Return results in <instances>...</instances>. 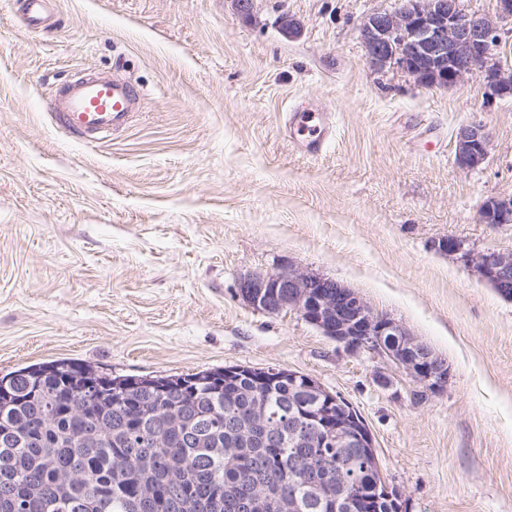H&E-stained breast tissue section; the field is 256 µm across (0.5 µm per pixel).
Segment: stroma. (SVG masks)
Instances as JSON below:
<instances>
[{
  "instance_id": "1",
  "label": "stroma",
  "mask_w": 512,
  "mask_h": 512,
  "mask_svg": "<svg viewBox=\"0 0 512 512\" xmlns=\"http://www.w3.org/2000/svg\"><path fill=\"white\" fill-rule=\"evenodd\" d=\"M396 2L254 0L246 16L236 0H56L61 25L42 33L0 0V376L62 359L116 376L297 371L364 419L402 512H512V300L439 247L512 250V224L481 221L512 197V98L476 75L428 87L372 68L360 24ZM87 69L143 94L102 142L47 110ZM304 103L336 122L316 160L282 134ZM474 121L488 156L462 171ZM288 265L402 323L446 360V386L414 400L386 355L240 295V277ZM489 135L480 123L463 126L456 136L454 162L461 170L478 167L486 158Z\"/></svg>"
}]
</instances>
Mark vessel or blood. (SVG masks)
<instances>
[{"instance_id": "b4317fda", "label": "vessel or blood", "mask_w": 512, "mask_h": 512, "mask_svg": "<svg viewBox=\"0 0 512 512\" xmlns=\"http://www.w3.org/2000/svg\"><path fill=\"white\" fill-rule=\"evenodd\" d=\"M23 26L48 31L55 24V0H17ZM140 94L121 75H83L58 85L48 105L55 125L81 140L102 139L129 125ZM284 134L293 150L314 160L320 158L335 132L331 113L306 104L291 110Z\"/></svg>"}]
</instances>
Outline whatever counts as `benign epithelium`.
<instances>
[{"label":"benign epithelium","instance_id":"obj_1","mask_svg":"<svg viewBox=\"0 0 512 512\" xmlns=\"http://www.w3.org/2000/svg\"><path fill=\"white\" fill-rule=\"evenodd\" d=\"M511 21L512 0H497L493 15L465 14L456 0H398L393 10L368 16L360 36L375 69L393 64L422 85L440 87L457 86L478 71L490 96L511 97L512 65L494 57L490 44V37L500 35ZM488 143L482 124L460 128L454 156L457 168L478 167L487 156ZM481 218L492 227L512 224V200L488 202ZM443 248L457 253L464 251V244L450 239ZM466 260L500 296L512 299V250L468 251ZM333 284L331 278L290 265L275 273L246 275L239 290L253 308L268 313L294 311L349 351L387 355L420 385L413 393L416 399L443 389L449 371L441 358L428 354L404 326L374 313L353 291H330ZM325 424L336 443L377 460L370 430L348 404H342V410ZM288 443L296 448L307 443L302 420L288 424Z\"/></svg>","mask_w":512,"mask_h":512}]
</instances>
